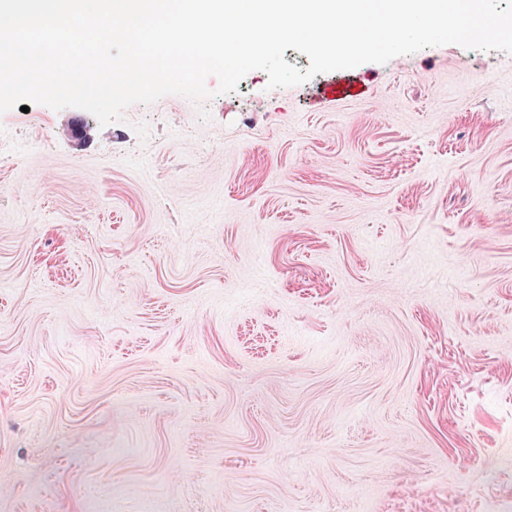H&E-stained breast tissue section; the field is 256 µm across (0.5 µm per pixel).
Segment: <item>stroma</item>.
I'll return each mask as SVG.
<instances>
[{"label":"stroma","instance_id":"1","mask_svg":"<svg viewBox=\"0 0 512 512\" xmlns=\"http://www.w3.org/2000/svg\"><path fill=\"white\" fill-rule=\"evenodd\" d=\"M206 85L0 114V512H512V54Z\"/></svg>","mask_w":512,"mask_h":512}]
</instances>
